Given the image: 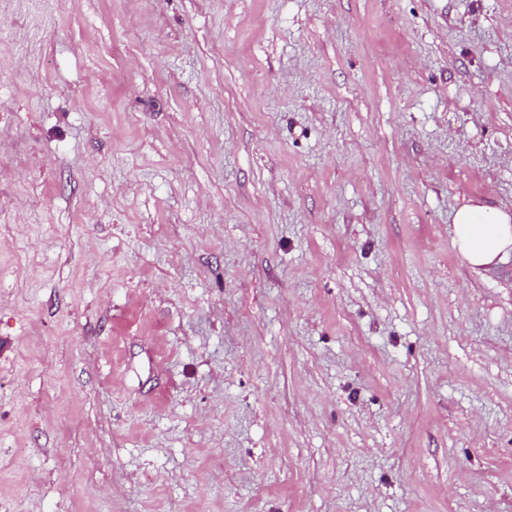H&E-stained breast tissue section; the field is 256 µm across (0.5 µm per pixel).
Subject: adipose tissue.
Wrapping results in <instances>:
<instances>
[{
    "label": "adipose tissue",
    "mask_w": 512,
    "mask_h": 512,
    "mask_svg": "<svg viewBox=\"0 0 512 512\" xmlns=\"http://www.w3.org/2000/svg\"><path fill=\"white\" fill-rule=\"evenodd\" d=\"M453 230L457 250L470 266H489L512 252V212L466 204L456 211Z\"/></svg>",
    "instance_id": "obj_1"
}]
</instances>
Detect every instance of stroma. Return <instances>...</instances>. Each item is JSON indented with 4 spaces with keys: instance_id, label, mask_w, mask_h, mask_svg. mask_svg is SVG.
Segmentation results:
<instances>
[{
    "instance_id": "stroma-1",
    "label": "stroma",
    "mask_w": 512,
    "mask_h": 512,
    "mask_svg": "<svg viewBox=\"0 0 512 512\" xmlns=\"http://www.w3.org/2000/svg\"><path fill=\"white\" fill-rule=\"evenodd\" d=\"M512 0H0V512H512ZM458 253L472 267L496 263L512 251V214L480 201L460 207L453 217Z\"/></svg>"
}]
</instances>
